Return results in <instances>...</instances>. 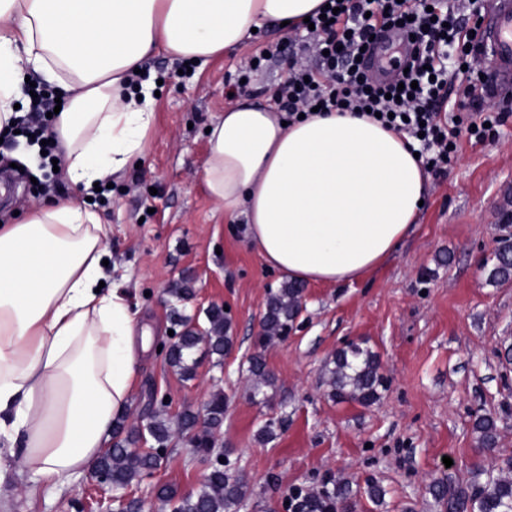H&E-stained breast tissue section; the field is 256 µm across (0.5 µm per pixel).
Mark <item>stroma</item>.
Segmentation results:
<instances>
[{
    "instance_id": "1",
    "label": "stroma",
    "mask_w": 512,
    "mask_h": 512,
    "mask_svg": "<svg viewBox=\"0 0 512 512\" xmlns=\"http://www.w3.org/2000/svg\"><path fill=\"white\" fill-rule=\"evenodd\" d=\"M301 44L267 26L242 49L189 73L182 62L154 54L147 70L159 78L160 95L141 164L91 200L67 182L46 189V171L24 137L0 144V178L12 174L14 186L12 197L0 200V222H24L22 197L36 204L72 198L97 213L107 228L109 282L128 294L139 326L152 332L135 367L127 422H147L152 386L167 395L172 417L200 410L211 394L223 392L215 445L230 451L248 483L240 512H282L287 490L316 488L328 477L350 483L356 512H440L433 481L466 485L512 457V279L489 282L485 269L512 189V111L501 97L483 98L492 111L505 112L503 125L483 141L461 139L445 175L429 177L424 205L399 249L353 283L306 285L287 338L264 345L260 318L269 290L284 278L246 238L243 222L228 220L209 197L201 179L206 129L264 49L278 53L245 87L254 100L271 98L295 57L316 67ZM186 273L195 293L181 312L203 328L209 307H226L233 336L223 361L197 351L190 381L161 351L174 327L168 290ZM351 341L378 355L388 381L370 407L328 396L327 370ZM257 353L274 377L261 401L249 392V360ZM481 416L496 423L488 450L475 426ZM271 419L273 436L261 438ZM447 457L452 466L444 465ZM19 462V455H0V512H76L75 502L91 501L85 473L28 498L30 476ZM206 472L195 449L177 441L164 464L132 490L144 512H168L156 488L193 493ZM371 480L385 491L380 502L368 495Z\"/></svg>"
}]
</instances>
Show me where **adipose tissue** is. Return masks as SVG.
<instances>
[{
	"label": "adipose tissue",
	"mask_w": 512,
	"mask_h": 512,
	"mask_svg": "<svg viewBox=\"0 0 512 512\" xmlns=\"http://www.w3.org/2000/svg\"><path fill=\"white\" fill-rule=\"evenodd\" d=\"M323 0H0V130L31 68L65 104L54 131L70 183L93 189L143 154L155 85L133 83L156 52L222 56L253 29L295 31ZM202 179L265 262L299 283L343 284L378 267L420 211L428 175L408 138L354 112L296 122L241 99L211 125ZM97 214L72 200L0 225V436L35 484L81 474L128 410L145 349L121 289L99 290Z\"/></svg>",
	"instance_id": "adipose-tissue-1"
}]
</instances>
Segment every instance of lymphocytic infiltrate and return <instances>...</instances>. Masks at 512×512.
Masks as SVG:
<instances>
[{"label": "lymphocytic infiltrate", "mask_w": 512, "mask_h": 512, "mask_svg": "<svg viewBox=\"0 0 512 512\" xmlns=\"http://www.w3.org/2000/svg\"><path fill=\"white\" fill-rule=\"evenodd\" d=\"M481 17L477 0H325L305 35L318 67L290 66L273 100L292 121L317 106L380 113L382 125L418 141L428 172L444 175L461 135L483 139L502 121L501 114L483 111L485 88L472 79L480 70ZM390 30L410 37L397 75H367L358 60L361 48ZM54 108L41 94L16 120L29 144L45 145L48 162L57 156L49 117Z\"/></svg>", "instance_id": "1"}]
</instances>
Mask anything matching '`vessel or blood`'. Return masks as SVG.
I'll return each instance as SVG.
<instances>
[{
    "mask_svg": "<svg viewBox=\"0 0 512 512\" xmlns=\"http://www.w3.org/2000/svg\"><path fill=\"white\" fill-rule=\"evenodd\" d=\"M495 92L512 96V0H492L482 26Z\"/></svg>",
    "mask_w": 512,
    "mask_h": 512,
    "instance_id": "obj_1",
    "label": "vessel or blood"
}]
</instances>
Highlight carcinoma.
<instances>
[{"mask_svg": "<svg viewBox=\"0 0 512 512\" xmlns=\"http://www.w3.org/2000/svg\"><path fill=\"white\" fill-rule=\"evenodd\" d=\"M491 283L512 278V240L498 241L494 257L487 267ZM304 288L296 282H287L270 292L261 319L260 341L284 339L301 312ZM175 322L183 330L174 336V342L165 354L167 364L184 380L196 376V362L192 355L200 342L208 345V352L223 359L232 345L229 336L230 318L224 308L213 306L206 311L209 327L199 329L190 318L173 309ZM249 372L252 377L251 397L263 394L271 376L262 355L251 357ZM329 397L335 401H350L370 406L380 398L386 388L377 354L361 344L347 345L336 352L333 368L329 369ZM167 405L159 400L147 423L127 428L123 422L115 424L112 447L96 463L97 470L112 481L115 493L121 495L134 483L143 480L158 469L167 457L173 432L166 418ZM207 427L198 428L196 412L183 411L178 418L179 434L189 447L197 449L202 461L208 465L200 489L195 493L178 495L172 488H158L156 496L171 507V512H238L246 498V483L239 475L236 461L224 452L223 462L213 460L214 434L224 423V394L216 393L207 402ZM476 428L482 433L481 447L494 443L495 421L491 417L478 419ZM434 499L446 507L447 512H512V483H503L493 474L486 475L466 487L448 493V485L439 481L432 486ZM288 512H355V494L345 484L329 487L324 482L316 491L296 487L288 497Z\"/></svg>", "mask_w": 512, "mask_h": 512, "instance_id": "1", "label": "carcinoma"}]
</instances>
